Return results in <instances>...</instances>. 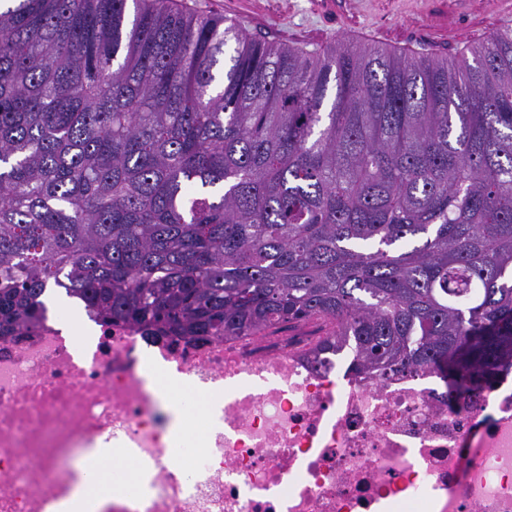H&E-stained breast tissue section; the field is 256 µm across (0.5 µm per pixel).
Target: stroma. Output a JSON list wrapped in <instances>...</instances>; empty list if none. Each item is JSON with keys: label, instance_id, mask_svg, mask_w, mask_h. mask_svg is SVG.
Segmentation results:
<instances>
[{"label": "stroma", "instance_id": "1", "mask_svg": "<svg viewBox=\"0 0 512 512\" xmlns=\"http://www.w3.org/2000/svg\"><path fill=\"white\" fill-rule=\"evenodd\" d=\"M177 10L236 20L256 38L324 50L369 44L437 59H458L512 24V0H337L335 15L313 0H168Z\"/></svg>", "mask_w": 512, "mask_h": 512}]
</instances>
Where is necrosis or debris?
Here are the masks:
<instances>
[{
	"mask_svg": "<svg viewBox=\"0 0 512 512\" xmlns=\"http://www.w3.org/2000/svg\"><path fill=\"white\" fill-rule=\"evenodd\" d=\"M318 338L267 331L191 343L115 322L83 349L54 321L0 340V512H49L110 445L116 479L149 470V498L109 490L99 512H512V378L474 399L433 374L381 378L328 359ZM159 369L218 397L172 454Z\"/></svg>",
	"mask_w": 512,
	"mask_h": 512,
	"instance_id": "necrosis-or-debris-1",
	"label": "necrosis or debris"
}]
</instances>
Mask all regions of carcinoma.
I'll use <instances>...</instances> for the list:
<instances>
[{"instance_id": "obj_1", "label": "carcinoma", "mask_w": 512, "mask_h": 512, "mask_svg": "<svg viewBox=\"0 0 512 512\" xmlns=\"http://www.w3.org/2000/svg\"><path fill=\"white\" fill-rule=\"evenodd\" d=\"M165 2L0 0V338L54 286L187 342L324 325L459 397L511 369L512 25L313 56Z\"/></svg>"}]
</instances>
